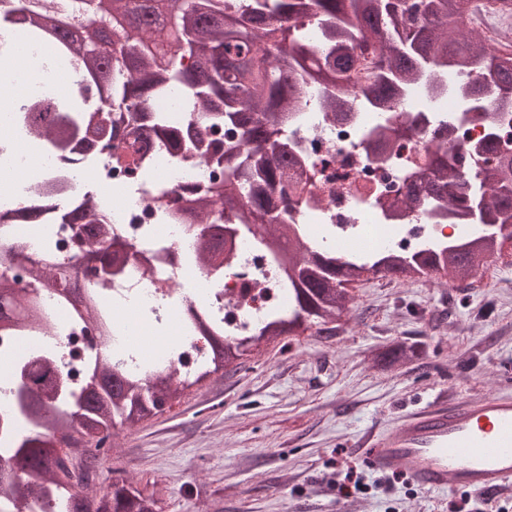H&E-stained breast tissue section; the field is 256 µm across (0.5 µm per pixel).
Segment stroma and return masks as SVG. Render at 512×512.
Returning <instances> with one entry per match:
<instances>
[{"label": "stroma", "mask_w": 512, "mask_h": 512, "mask_svg": "<svg viewBox=\"0 0 512 512\" xmlns=\"http://www.w3.org/2000/svg\"><path fill=\"white\" fill-rule=\"evenodd\" d=\"M330 328L251 346L238 369L187 389L173 408L118 430L97 481L128 479L165 512H445L458 491L380 476L353 451L367 430L447 391L512 389V264L469 287L368 277ZM422 340L420 359L381 371L371 350ZM359 487L338 491L348 469Z\"/></svg>", "instance_id": "35a3bbf8"}]
</instances>
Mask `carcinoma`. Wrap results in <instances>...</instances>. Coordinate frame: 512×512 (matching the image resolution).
I'll use <instances>...</instances> for the list:
<instances>
[{"label": "carcinoma", "instance_id": "obj_1", "mask_svg": "<svg viewBox=\"0 0 512 512\" xmlns=\"http://www.w3.org/2000/svg\"><path fill=\"white\" fill-rule=\"evenodd\" d=\"M176 45L167 62L155 52V31L166 22L153 0H0V61L12 63L18 31L46 44L82 91L52 97L33 82L14 98L11 123L19 138L36 150L66 152L86 138L110 149L112 166L131 180L152 181L155 148L186 164L217 168L212 181L157 191V218L186 224L193 248L174 259L184 271L202 268L214 279L238 260V240L257 239L259 249L288 281V309H269L251 335L238 338L224 328L221 308L211 299L189 307L185 329L205 337L211 354L195 378L180 379L175 355L138 377L124 361L97 355L86 364L83 383L59 391L56 347L19 355L23 370L16 396L20 410L39 430L0 443L17 466L14 477L0 472V512H85L87 488L101 473L102 456L114 443L115 427L164 413L185 389L233 364L242 346L301 336L348 309L343 284L364 274L407 279L410 271L452 268L474 278L480 254L496 241L481 228L465 242L428 244L408 254L311 251L298 224L276 221L275 188L283 173L306 158L291 135L296 114L314 108L329 119L345 114L360 95L381 111H391L410 84L448 71L469 77L466 89L493 109L512 107V52L488 46L466 25L472 0H171ZM314 24L316 33L309 31ZM371 69L357 86V62ZM315 88L312 105L305 94ZM177 92L180 115L153 107ZM126 124L139 131L141 145L128 154L112 144V130ZM490 133L483 151L492 159L479 182L488 224L512 220V150ZM448 151H438L421 172L404 179V191L390 207H417L436 217L469 215L471 199H461ZM66 205L18 212L0 201V222L42 224L49 236L43 253L31 258L19 248L0 253V335L57 336L67 328L109 331L114 312L101 305L104 289L119 278L128 259L106 223L105 191L65 199ZM81 224L71 240L73 264L60 261L54 225ZM95 263L96 281L73 301L80 261ZM29 273L16 287L15 270ZM56 296L70 318L47 314L45 296ZM426 350L423 341L393 342L372 352L381 369L405 364ZM79 448L58 452V435ZM96 512H162L154 495L124 483L108 485L96 498Z\"/></svg>", "mask_w": 512, "mask_h": 512}]
</instances>
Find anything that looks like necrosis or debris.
I'll use <instances>...</instances> for the list:
<instances>
[{
	"mask_svg": "<svg viewBox=\"0 0 512 512\" xmlns=\"http://www.w3.org/2000/svg\"><path fill=\"white\" fill-rule=\"evenodd\" d=\"M487 45L512 44V11L502 0H477ZM466 79L459 74L441 77L439 83L413 84L391 117L381 116L364 102H357L348 119L330 123L322 113L303 112L294 127L309 163L298 174H287L281 192L288 221L305 225L311 245L330 246L337 254L415 250L422 241H462L475 233L474 223L443 221L425 211L388 217L386 209L396 196L404 176L425 166L429 152L441 147L459 156L462 168L476 170L483 155L474 153L490 130L512 132V109L484 112L477 101L465 97ZM410 125L412 134L400 147L381 157L367 154L364 133L385 120ZM30 154L15 143L11 155L0 158V195L17 206L32 202L25 173ZM155 182L150 187L129 185L125 175L114 171L104 148L93 160L69 164L59 153H42L39 182L65 179L67 191H90L100 186L112 189L109 212L112 233L132 244L123 275L108 288L104 301L112 308L136 306L139 312L166 309L183 311L192 302L180 271L159 263L153 275L143 273L144 256L177 253L189 249L193 238L185 225L152 221L155 192L163 187L208 182L207 165H173L163 150L154 154ZM242 260L223 279L204 277L206 296L234 305V318L244 331H252L265 317L271 302L286 303L288 284L272 265L261 262L253 240L239 242Z\"/></svg>",
	"mask_w": 512,
	"mask_h": 512,
	"instance_id": "1",
	"label": "necrosis or debris"
}]
</instances>
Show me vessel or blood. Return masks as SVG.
<instances>
[{
	"mask_svg": "<svg viewBox=\"0 0 512 512\" xmlns=\"http://www.w3.org/2000/svg\"><path fill=\"white\" fill-rule=\"evenodd\" d=\"M356 451L372 472H405L424 490H510L512 393L436 396L395 426L364 434Z\"/></svg>",
	"mask_w": 512,
	"mask_h": 512,
	"instance_id": "b4317fda",
	"label": "vessel or blood"
}]
</instances>
